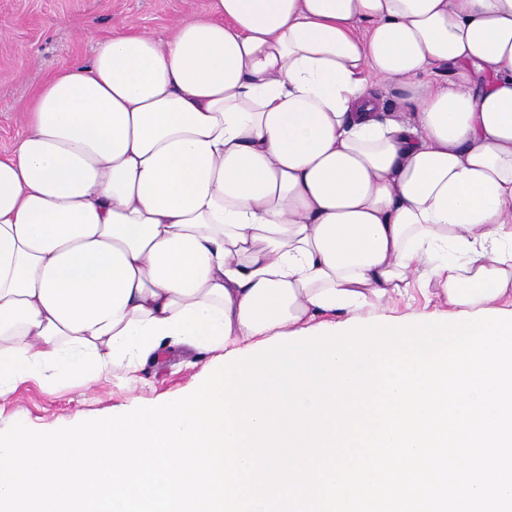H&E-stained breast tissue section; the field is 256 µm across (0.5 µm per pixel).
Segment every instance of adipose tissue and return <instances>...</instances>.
<instances>
[{
	"instance_id": "obj_1",
	"label": "adipose tissue",
	"mask_w": 512,
	"mask_h": 512,
	"mask_svg": "<svg viewBox=\"0 0 512 512\" xmlns=\"http://www.w3.org/2000/svg\"><path fill=\"white\" fill-rule=\"evenodd\" d=\"M403 107L383 120L370 88ZM512 304V0H211L127 24L0 157V392L246 350L412 281Z\"/></svg>"
}]
</instances>
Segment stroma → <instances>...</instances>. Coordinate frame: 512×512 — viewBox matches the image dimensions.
Instances as JSON below:
<instances>
[{"mask_svg": "<svg viewBox=\"0 0 512 512\" xmlns=\"http://www.w3.org/2000/svg\"><path fill=\"white\" fill-rule=\"evenodd\" d=\"M210 0H0V155L11 153L26 131L24 116L38 89L75 58H89L99 40L134 22L166 39L181 18L206 13ZM437 299L392 296L375 309L379 319L414 314L454 315ZM220 350L168 349L160 361L141 366L135 381L124 371L85 384L77 379L29 380L0 396V431L18 419L31 429L53 431L88 419L122 414L132 405L151 406L192 393Z\"/></svg>", "mask_w": 512, "mask_h": 512, "instance_id": "1", "label": "stroma"}]
</instances>
